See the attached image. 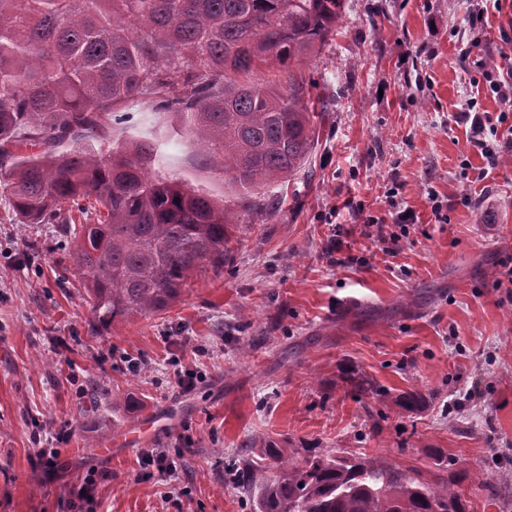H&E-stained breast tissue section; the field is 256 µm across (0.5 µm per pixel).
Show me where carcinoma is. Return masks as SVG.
<instances>
[{
    "mask_svg": "<svg viewBox=\"0 0 512 512\" xmlns=\"http://www.w3.org/2000/svg\"><path fill=\"white\" fill-rule=\"evenodd\" d=\"M344 10L345 0H0V185L18 224L79 223L72 258L97 324L167 309L203 262L223 270L232 218L153 177L147 141L128 154L83 145L109 140L116 113L148 96L236 189L295 174L317 112L292 66L328 43ZM269 67L288 70V88L251 78ZM27 146L40 151L17 152ZM396 404L420 412L427 398L406 391ZM251 447L224 472L252 512H469L453 478L423 481L381 456L300 458L286 439Z\"/></svg>",
    "mask_w": 512,
    "mask_h": 512,
    "instance_id": "cac0c4a2",
    "label": "carcinoma"
}]
</instances>
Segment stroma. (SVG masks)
<instances>
[{"instance_id":"1","label":"stroma","mask_w":512,"mask_h":512,"mask_svg":"<svg viewBox=\"0 0 512 512\" xmlns=\"http://www.w3.org/2000/svg\"><path fill=\"white\" fill-rule=\"evenodd\" d=\"M478 8L507 33L493 54L512 56V0H347L339 34L296 68L321 101L306 165L244 201L176 116L148 97L124 113L111 149L150 142L154 176L237 216L223 271L197 268L164 311L95 326L72 235L15 224L0 189V512H249L224 461L259 436L377 454L428 480L440 449L457 470L493 472L491 486L458 489L470 512H500L493 490L512 486V160L479 178L469 126L454 120ZM396 207L417 222L390 253L363 218L398 234ZM346 366L384 400L353 392ZM412 389L430 396L418 414L394 403ZM116 413L156 427L126 445ZM42 447L57 449L55 473ZM157 448L179 454L176 481L138 480ZM93 472L94 500L75 510Z\"/></svg>"}]
</instances>
